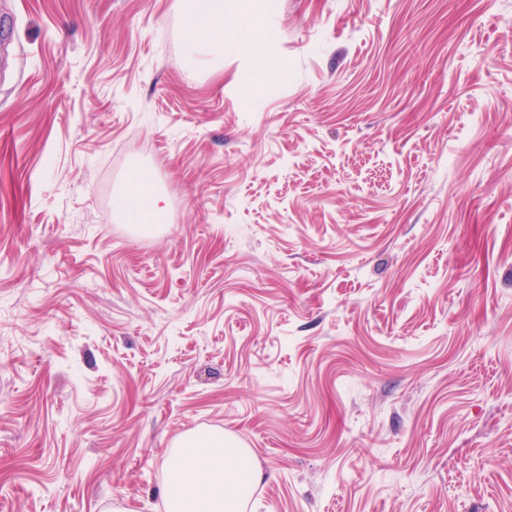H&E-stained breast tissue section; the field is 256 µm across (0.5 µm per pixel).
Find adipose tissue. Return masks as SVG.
<instances>
[{
    "label": "adipose tissue",
    "mask_w": 512,
    "mask_h": 512,
    "mask_svg": "<svg viewBox=\"0 0 512 512\" xmlns=\"http://www.w3.org/2000/svg\"><path fill=\"white\" fill-rule=\"evenodd\" d=\"M193 51L216 56L232 52L248 60L278 63L276 40L266 29L264 15L251 6L228 7L224 0H207L204 10L188 19ZM120 213L132 224L160 218L165 208L155 194L130 187L120 199ZM168 464L164 486L168 512H242L243 500L257 478L249 449L234 445L221 433L199 432L182 437Z\"/></svg>",
    "instance_id": "1"
}]
</instances>
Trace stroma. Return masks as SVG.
Listing matches in <instances>:
<instances>
[{
	"mask_svg": "<svg viewBox=\"0 0 512 512\" xmlns=\"http://www.w3.org/2000/svg\"><path fill=\"white\" fill-rule=\"evenodd\" d=\"M275 4L269 79L0 0V512H167L203 430L242 512H512V0ZM139 177L132 175L131 184L127 192L120 199V213L132 224L154 223L165 212V206L161 205L163 198L149 192L146 197L138 187ZM168 464L164 486L169 512H241L257 479L252 452L224 433L182 437Z\"/></svg>",
	"mask_w": 512,
	"mask_h": 512,
	"instance_id": "stroma-1",
	"label": "stroma"
}]
</instances>
